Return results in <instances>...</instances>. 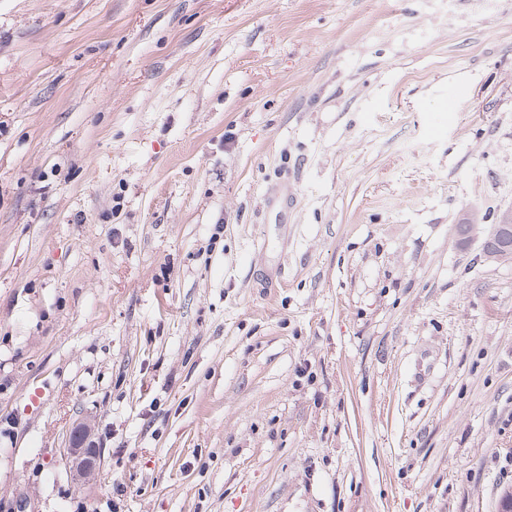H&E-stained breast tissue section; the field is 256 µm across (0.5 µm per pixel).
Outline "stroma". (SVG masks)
<instances>
[{
  "instance_id": "stroma-1",
  "label": "stroma",
  "mask_w": 512,
  "mask_h": 512,
  "mask_svg": "<svg viewBox=\"0 0 512 512\" xmlns=\"http://www.w3.org/2000/svg\"><path fill=\"white\" fill-rule=\"evenodd\" d=\"M509 207L512 0H0V512H497ZM499 212L493 217V232L500 241L494 249L486 250L485 257L493 261H512V209H507L501 214L499 224ZM76 435L80 438L79 442L70 437V445L66 449V461L74 474L78 477H89L94 474L97 461L101 459V448H93L94 445L88 441L89 431L85 424L78 426ZM82 444L78 447V445ZM90 448H82L83 445Z\"/></svg>"
}]
</instances>
